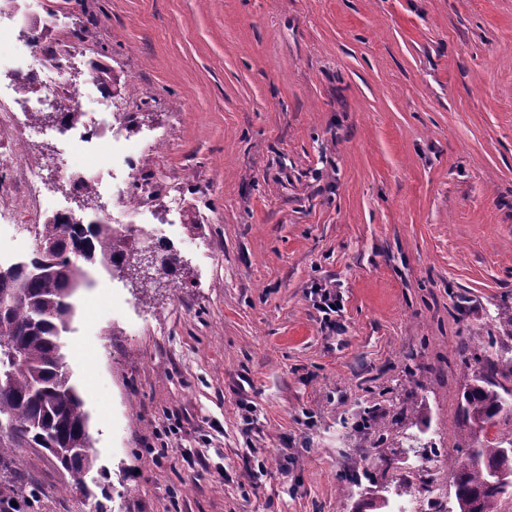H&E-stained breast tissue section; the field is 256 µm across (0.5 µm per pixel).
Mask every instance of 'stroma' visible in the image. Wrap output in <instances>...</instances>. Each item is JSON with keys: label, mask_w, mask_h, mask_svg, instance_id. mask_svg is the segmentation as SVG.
<instances>
[{"label": "stroma", "mask_w": 512, "mask_h": 512, "mask_svg": "<svg viewBox=\"0 0 512 512\" xmlns=\"http://www.w3.org/2000/svg\"><path fill=\"white\" fill-rule=\"evenodd\" d=\"M26 3L111 68L127 150L163 138L178 199L113 209L123 155L72 159L26 114L23 164L103 183L49 186L44 212L166 214L179 263L143 275V235L76 294L85 490L41 448L0 490L27 512H453V478H429L479 439L464 394L490 361L512 389V0Z\"/></svg>", "instance_id": "35a3bbf8"}]
</instances>
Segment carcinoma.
<instances>
[{
    "instance_id": "carcinoma-1",
    "label": "carcinoma",
    "mask_w": 512,
    "mask_h": 512,
    "mask_svg": "<svg viewBox=\"0 0 512 512\" xmlns=\"http://www.w3.org/2000/svg\"><path fill=\"white\" fill-rule=\"evenodd\" d=\"M68 96L58 95L55 111L42 119L76 124L81 113L70 111ZM36 252L9 265L0 264V297L21 290L24 297L0 311V464L14 448H44L69 474V486L80 489L96 465L88 432V415L70 384L61 336L69 331L76 292L90 283L89 267L112 264V252L123 240L112 225L96 220L85 226L63 224L53 217L35 228ZM501 385L482 373L465 396L464 416L484 430L505 405ZM512 438L485 439L473 449L478 463L455 457V496L469 512H498V501L512 489L494 483L491 473L512 469Z\"/></svg>"
}]
</instances>
